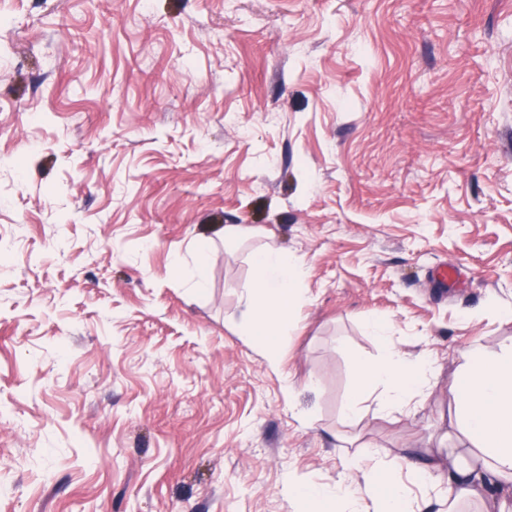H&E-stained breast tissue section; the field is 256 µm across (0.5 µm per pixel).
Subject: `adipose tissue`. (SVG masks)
<instances>
[{
  "mask_svg": "<svg viewBox=\"0 0 512 512\" xmlns=\"http://www.w3.org/2000/svg\"><path fill=\"white\" fill-rule=\"evenodd\" d=\"M254 278L244 296L251 312L250 332L256 336L287 334L288 309L304 299L301 284L307 270L303 263L284 250L260 247L253 251ZM383 352L375 360H355V385L344 411L347 421L360 420L363 402L380 391L383 412L409 411L423 397L432 366L427 359L403 352L393 340L388 326L370 324ZM448 392L456 403L455 421L461 434L457 446L447 448L444 457H426L408 463L410 477L427 487L444 481L440 504L444 512H458L464 503H476L479 512H512V344L489 353L469 350L465 363ZM348 472L337 489L289 485L292 495L317 494L336 505V512H427L426 500H409L396 472L385 463L363 469L361 457L347 458ZM364 471L363 482L351 481L349 474ZM384 483L388 492L379 495L374 486Z\"/></svg>",
  "mask_w": 512,
  "mask_h": 512,
  "instance_id": "1",
  "label": "adipose tissue"
}]
</instances>
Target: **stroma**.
Wrapping results in <instances>:
<instances>
[{
    "label": "stroma",
    "instance_id": "stroma-1",
    "mask_svg": "<svg viewBox=\"0 0 512 512\" xmlns=\"http://www.w3.org/2000/svg\"><path fill=\"white\" fill-rule=\"evenodd\" d=\"M1 15L0 512H322L289 483L437 447L464 353L512 343V0ZM254 243L308 270L275 367ZM371 321L436 372L348 424Z\"/></svg>",
    "mask_w": 512,
    "mask_h": 512
}]
</instances>
